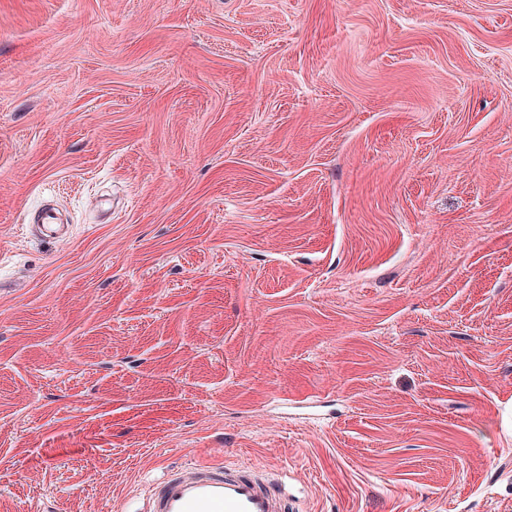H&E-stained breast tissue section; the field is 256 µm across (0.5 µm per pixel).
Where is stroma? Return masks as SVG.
I'll return each mask as SVG.
<instances>
[{
	"mask_svg": "<svg viewBox=\"0 0 512 512\" xmlns=\"http://www.w3.org/2000/svg\"><path fill=\"white\" fill-rule=\"evenodd\" d=\"M213 462L512 512V0H0V512ZM55 219L56 215L51 208H42L34 215V220L38 223L37 228L40 234L54 239L63 237L66 234L64 232V225L57 224Z\"/></svg>",
	"mask_w": 512,
	"mask_h": 512,
	"instance_id": "obj_1",
	"label": "stroma"
}]
</instances>
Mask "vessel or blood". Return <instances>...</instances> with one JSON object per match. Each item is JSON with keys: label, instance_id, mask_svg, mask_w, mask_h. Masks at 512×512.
<instances>
[{"label": "vessel or blood", "instance_id": "vessel-or-blood-1", "mask_svg": "<svg viewBox=\"0 0 512 512\" xmlns=\"http://www.w3.org/2000/svg\"><path fill=\"white\" fill-rule=\"evenodd\" d=\"M41 235L60 238L53 209L34 216ZM279 488L254 468L199 464L187 473L168 474L149 499L147 512H284Z\"/></svg>", "mask_w": 512, "mask_h": 512}]
</instances>
